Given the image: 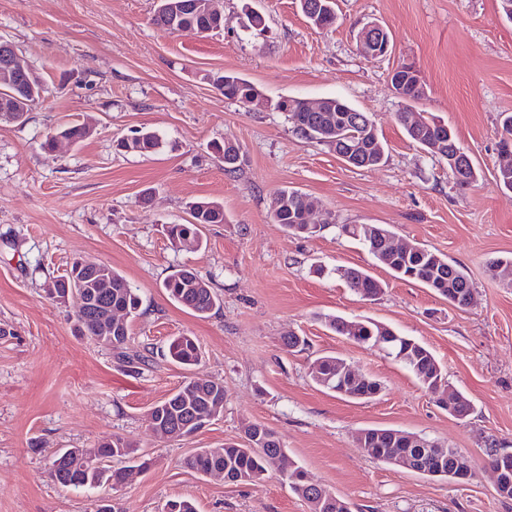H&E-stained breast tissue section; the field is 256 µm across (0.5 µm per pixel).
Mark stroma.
<instances>
[{"label": "stroma", "instance_id": "35a3bbf8", "mask_svg": "<svg viewBox=\"0 0 512 512\" xmlns=\"http://www.w3.org/2000/svg\"><path fill=\"white\" fill-rule=\"evenodd\" d=\"M155 0H0V39L47 79L45 102L25 121L0 119V512H164L193 499L198 512H310L278 472L258 486L232 484L183 465L198 448L241 441L257 423L282 438L291 460L349 502L352 512H512L487 468L489 443L512 451V288L487 265L512 257V192L495 174L502 114H512V20L500 0H337V20L314 29L298 0H220L224 29L173 34L153 25ZM262 14L257 38L242 26ZM377 22L392 35L380 59L360 53L357 33ZM416 66L427 96L416 110L451 127L480 177L462 189L445 160L412 143L390 85L399 64ZM230 72L271 101L345 99L373 113L386 159L347 166L325 145L296 135L284 113L226 100L213 77ZM91 122L77 145L42 149L63 124ZM160 147L117 150L137 129ZM239 146L224 170L212 143ZM283 188L318 202L309 238L283 230L272 201ZM219 202L225 221L194 246L171 243L198 199ZM342 224H382L396 241L457 262L474 285L458 308L430 288L393 276ZM118 270L142 299L125 349L74 329L77 298L45 287L76 259ZM193 268L220 298L199 318L162 283ZM359 268L381 282L375 300L338 276ZM328 315L373 320L425 345L448 384L471 401L456 419L400 362L332 332ZM305 349H287L288 333ZM198 341L192 370L165 353L177 336ZM144 356L130 365L126 354ZM332 354L377 380L379 394L350 400L317 385L314 360ZM226 391L217 420L194 435L161 440L147 414L187 378ZM398 429L460 449L472 476L430 477L371 459L358 435ZM119 436L138 465L120 488H64L49 472L58 450Z\"/></svg>", "mask_w": 512, "mask_h": 512}]
</instances>
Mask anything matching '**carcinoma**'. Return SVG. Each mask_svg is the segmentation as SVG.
I'll use <instances>...</instances> for the list:
<instances>
[{"mask_svg": "<svg viewBox=\"0 0 512 512\" xmlns=\"http://www.w3.org/2000/svg\"><path fill=\"white\" fill-rule=\"evenodd\" d=\"M310 5L322 2L333 7L331 12H318L313 17L307 11L302 14L317 29H329L336 23V0H298ZM198 0H158L151 17L152 23L172 33L186 31L197 32L201 29L216 28L211 14L197 7ZM221 91L224 98L242 103L259 94V89L245 78L226 73ZM353 106L340 98H329L322 112H290L288 120L296 134L305 139L328 144V140L341 134L344 141L337 156L348 165L369 169L379 165L385 157V147L379 135H374L378 145L353 162L348 157L347 145L360 137L362 128L356 124L347 125L336 131V115L356 116ZM397 120L402 125L407 137L421 148H427L432 141L442 143L440 158L446 159L456 154L460 142L455 132L448 126L430 121V124L413 128L407 123L404 113H397ZM57 133L78 143L90 136V130L83 124L73 123L58 128ZM159 146L158 136L150 130H138L135 135L119 144L125 151L149 153ZM213 150L224 161V171L232 173L237 170L240 159L239 146L226 142L214 145ZM464 172L456 180L458 186L465 188L478 182L479 171L472 159L464 161ZM315 206V201L297 190H280L273 199L272 211L274 221L284 230L294 234L311 236L312 229H305L301 222L302 213ZM192 221L187 224H168L166 234L175 241L184 237H198L202 224L224 223V207L216 201L202 199L190 205ZM340 231L346 236L361 242L368 251L385 267L399 278L406 274L414 275V280L431 288L436 294L448 300L456 307L467 306V297L473 295V285L459 265L448 261L441 254L421 246H416L411 253L395 257L384 246L386 237L392 232L379 224H342ZM492 276L512 288V258H498L489 265ZM348 286L365 299H372L382 292L381 283L367 272L355 268L338 271ZM85 284L96 286L95 301L91 313L86 319H75V330L83 336H96V329L101 327L109 308H122L127 319L122 325L112 327V347L121 348L130 339L131 322L138 316L142 301L137 289L112 267L89 259H76L66 273L52 280L57 300L73 288ZM168 295L183 308L198 317H207L217 306L218 297L212 288L192 269L182 266L173 270L163 282ZM326 325L336 334L344 336L356 344L374 346L376 337L393 336L395 332L378 323L368 320H350L339 316L325 317ZM386 355L403 363L418 379L425 389H430L438 378L444 377L443 370L425 346L406 336L386 345ZM170 358L184 366H192L201 358V351L196 340L190 336H178L168 346ZM337 359L334 356L317 358L312 365V378L316 384L330 390L340 381L336 376ZM348 390L360 400H369L381 389L373 380L354 383L343 380ZM224 385L206 379H191L182 384L171 396L155 405L150 416L156 422V434L163 439L181 438L200 429L208 423L207 417L215 404L224 402ZM244 438L248 445L241 446L228 442L219 448H199L187 456L183 464L186 468L207 476L213 471L224 472L227 482H244L260 484L266 474L274 469L276 461L286 456L281 438L271 429L258 425L244 426ZM366 454L378 461L385 462L391 458L412 457L424 459V464L435 460L442 472V477L454 471L456 449L439 448L428 439L418 445L414 436L401 430L369 428L366 430L363 446ZM133 449L120 437H112L98 443L93 448H68L60 453L54 463L56 468L50 471L54 482L64 488H95L102 483L117 486L123 483L126 475L124 468H106L105 461H121L131 458ZM488 460L501 467L505 476L512 481V453L498 448H488ZM292 474L296 480L290 489L307 501L311 512H352L349 503L340 499L319 497V492L310 486L312 476L301 466H294Z\"/></svg>", "mask_w": 512, "mask_h": 512, "instance_id": "cac0c4a2", "label": "carcinoma"}]
</instances>
